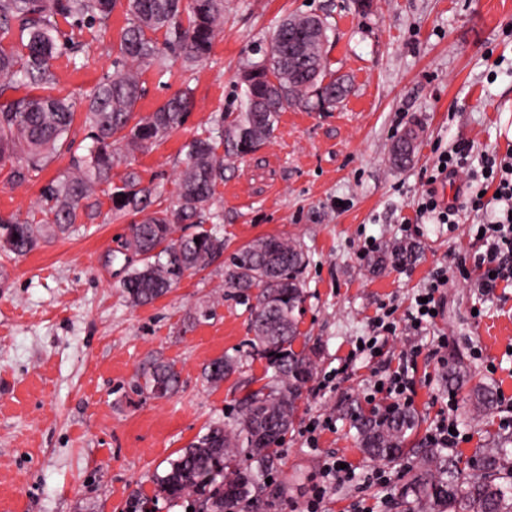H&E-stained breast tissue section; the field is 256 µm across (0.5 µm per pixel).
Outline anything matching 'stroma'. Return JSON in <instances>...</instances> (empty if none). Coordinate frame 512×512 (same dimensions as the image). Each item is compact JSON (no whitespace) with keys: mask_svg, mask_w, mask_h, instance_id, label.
I'll return each mask as SVG.
<instances>
[{"mask_svg":"<svg viewBox=\"0 0 512 512\" xmlns=\"http://www.w3.org/2000/svg\"><path fill=\"white\" fill-rule=\"evenodd\" d=\"M127 0H116L107 25H74L58 18L83 68L58 57L52 95L72 102L71 136L82 140L83 94L112 72L127 25ZM314 14L332 25L328 65L346 76L350 92L336 107L281 113L272 138L256 152L224 162L216 202L224 214L217 231L225 255L263 236L299 239L308 255L306 301L295 349L319 350L294 428L288 433L262 494L263 512H301L310 485L325 465L345 461L353 482L337 486L326 512H404L400 490L419 465L418 454L387 464L391 480L372 482L376 464L349 428L350 408L390 402L375 380L396 369L412 348L421 353L408 376L420 434L440 420L448 398L462 438L454 456L468 461L489 438L512 441V287L485 293L473 262L483 213L471 211L475 194L492 198L494 183L481 175L480 155L512 153V0H224V25L208 59L185 79L180 61L170 72L139 71L144 94L136 111H154L183 86L194 106L183 127L135 152L142 182L163 185L173 197L185 167V144L204 133L215 115L237 111L238 69L265 46L291 14ZM419 128L410 164L395 167L393 142ZM471 147L469 172L439 184L458 207L456 230L419 217L417 202L441 153ZM71 165L68 153L24 183L14 161L0 162V215L44 218L42 187ZM99 217L61 234L44 227L38 247L24 257L0 251V512H125L133 490L152 492L153 474L206 426L231 419L238 398L268 382V362L251 344L249 313L224 288V261L186 274L163 297L132 306L120 282L135 262L124 242L129 219H113L108 186H98ZM398 240L420 246L412 265L370 271L361 251ZM448 269L443 311L435 324L400 328L377 337L380 354L354 355L371 323L392 311L410 312L430 271ZM447 337L445 365L427 351ZM240 369L220 384L203 369L224 354ZM347 374L339 368L345 359ZM174 363L178 389L164 398L140 392L144 366ZM463 361L469 382L449 390V363ZM336 372L334 388H321ZM486 384L499 401L471 419L473 385ZM332 417L316 444L302 433L312 418Z\"/></svg>","mask_w":512,"mask_h":512,"instance_id":"1","label":"stroma"}]
</instances>
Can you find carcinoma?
<instances>
[{"instance_id":"cac0c4a2","label":"carcinoma","mask_w":512,"mask_h":512,"mask_svg":"<svg viewBox=\"0 0 512 512\" xmlns=\"http://www.w3.org/2000/svg\"><path fill=\"white\" fill-rule=\"evenodd\" d=\"M114 0H0V34L15 35L25 52L0 47V76L44 90L0 105V160L10 159L15 147H26L13 178L29 180L41 172L64 147L72 156L73 171L48 181L41 197L48 205L44 223L64 233L75 224L97 216L92 201L96 184L111 186L112 214L137 217L130 225L127 246L141 256L122 282L134 306H146L167 294L186 272L203 269L224 254V237L206 224H219L214 209L216 188L224 181V157H244L273 135L280 114L291 106L324 110L341 103L349 93L348 80L333 74L323 53L329 26L316 15L294 14L283 19L262 50V58L248 62L240 73L244 86L240 111L233 118L219 115L204 134L185 144L186 167L176 200L162 206L164 190L143 185L129 169L112 182V170L124 153L146 148L167 138L184 124L192 105V89L170 97L154 111L135 116L142 88L134 65L169 70L170 56L182 60L186 71L210 53L224 22V0H128L127 25L112 75L85 96V137L69 138L74 119L72 105L45 92L54 81L51 61L70 53L75 66L79 49L68 47L57 17L77 23L106 25ZM161 31L163 42L153 38ZM417 133L408 130L392 146L394 165L407 163L415 150ZM223 148L225 156L217 154ZM194 228L173 237L174 225ZM200 242H195V239ZM40 242V225L18 215L0 216V248L18 257ZM414 242H394L369 258L379 272L387 266L417 261ZM307 254L300 241L279 236L255 239L224 262V287L249 305L252 347L267 358L272 382L248 392L239 402L236 417L215 421L207 431L179 451L169 469L152 479V495L131 494L126 512H154L159 500L187 503L194 512H257L259 493L272 475L281 447L293 427L303 389L313 377L314 348L294 350L299 338L296 311L305 301L303 273ZM238 360L228 354L210 361L204 376L218 383L236 371ZM180 375L175 365L155 361L144 374L140 389L156 397L176 391ZM473 412L494 410L496 393L476 385L471 389ZM351 426L364 453L379 462H394L411 452L408 443L419 425L407 407L389 405L365 413L354 411ZM508 442L492 441L476 449L469 460L471 476L442 448H427L423 455L440 463L438 480L422 469L413 474L408 512H512V461Z\"/></svg>"}]
</instances>
